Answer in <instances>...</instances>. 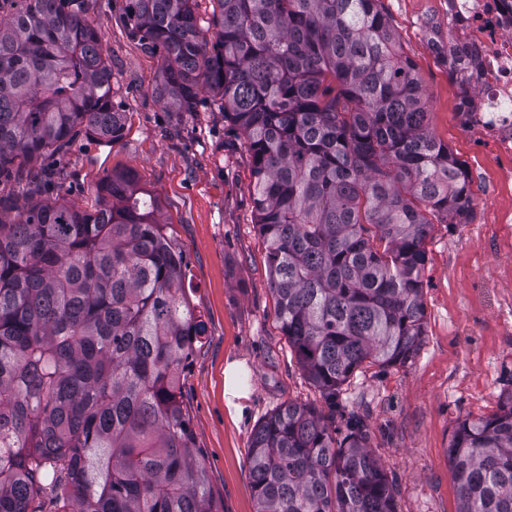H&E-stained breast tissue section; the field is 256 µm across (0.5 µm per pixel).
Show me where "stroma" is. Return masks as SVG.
Masks as SVG:
<instances>
[{"label":"stroma","mask_w":512,"mask_h":512,"mask_svg":"<svg viewBox=\"0 0 512 512\" xmlns=\"http://www.w3.org/2000/svg\"><path fill=\"white\" fill-rule=\"evenodd\" d=\"M84 6L112 65V102L127 115L125 136L113 145L79 135L64 151L24 163L19 179L0 183V197L31 200L34 175L47 173L43 197L90 210L102 179L126 169L158 197L189 261L190 302L207 328L181 384L198 457L224 512H254L255 425L288 401L318 409L325 402L275 316L255 224L251 160L212 95H201L192 112L164 107L156 93L162 55L128 35L126 0H85ZM439 7V0H381L416 64L433 135L471 174L472 214L465 224L434 225L426 241V333L414 358L363 367L340 395L364 419L373 456L396 482V512H457L448 460L454 430L462 420L498 412L512 392V223L495 219L512 208V192L499 188L493 155L474 151L470 133L458 125L461 89L420 30ZM230 361L241 364L248 393L239 415L224 401Z\"/></svg>","instance_id":"35a3bbf8"}]
</instances>
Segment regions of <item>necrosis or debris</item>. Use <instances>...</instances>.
<instances>
[{
    "mask_svg": "<svg viewBox=\"0 0 512 512\" xmlns=\"http://www.w3.org/2000/svg\"><path fill=\"white\" fill-rule=\"evenodd\" d=\"M448 26L428 22V39L463 48L468 63L452 76L467 89L462 125L476 151L491 150L501 184L512 189V0H448Z\"/></svg>",
    "mask_w": 512,
    "mask_h": 512,
    "instance_id": "obj_1",
    "label": "necrosis or debris"
}]
</instances>
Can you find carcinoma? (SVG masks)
<instances>
[{"instance_id":"obj_1","label":"carcinoma","mask_w":512,"mask_h":512,"mask_svg":"<svg viewBox=\"0 0 512 512\" xmlns=\"http://www.w3.org/2000/svg\"><path fill=\"white\" fill-rule=\"evenodd\" d=\"M381 0H128L162 51L174 112L219 98L253 164L276 318L328 411L288 401L250 442L256 512H395L342 386L405 364L425 335V241L471 214L465 165L429 128ZM103 37L65 0H0V180L81 133L122 141ZM94 211L0 202V512H223L196 459L180 376L205 335L187 258L129 171ZM458 512H512V394L459 423Z\"/></svg>"}]
</instances>
